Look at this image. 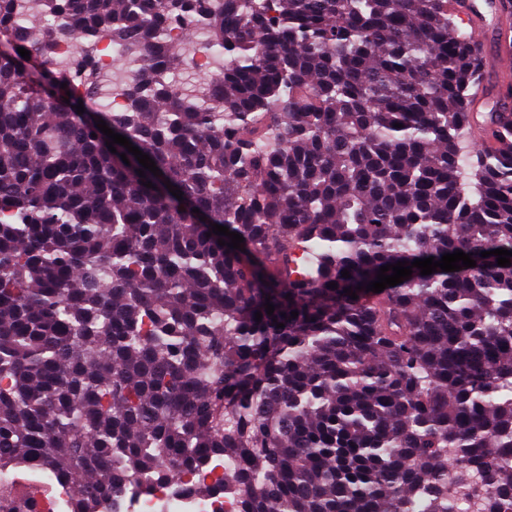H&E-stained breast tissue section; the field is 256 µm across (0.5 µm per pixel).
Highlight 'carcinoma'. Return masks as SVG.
Returning <instances> with one entry per match:
<instances>
[{
  "label": "carcinoma",
  "instance_id": "1",
  "mask_svg": "<svg viewBox=\"0 0 512 512\" xmlns=\"http://www.w3.org/2000/svg\"><path fill=\"white\" fill-rule=\"evenodd\" d=\"M41 2L0 0V471L84 479L69 512L219 463L194 493L238 512H512V107L472 111L448 0ZM176 22L224 56L209 107L159 79ZM102 31L142 79L79 114L50 50Z\"/></svg>",
  "mask_w": 512,
  "mask_h": 512
}]
</instances>
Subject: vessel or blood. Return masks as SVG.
I'll return each instance as SVG.
<instances>
[{
    "label": "vessel or blood",
    "mask_w": 512,
    "mask_h": 512,
    "mask_svg": "<svg viewBox=\"0 0 512 512\" xmlns=\"http://www.w3.org/2000/svg\"><path fill=\"white\" fill-rule=\"evenodd\" d=\"M448 7L466 21L477 41L495 40L499 81L512 83V0H450Z\"/></svg>",
    "instance_id": "vessel-or-blood-1"
}]
</instances>
